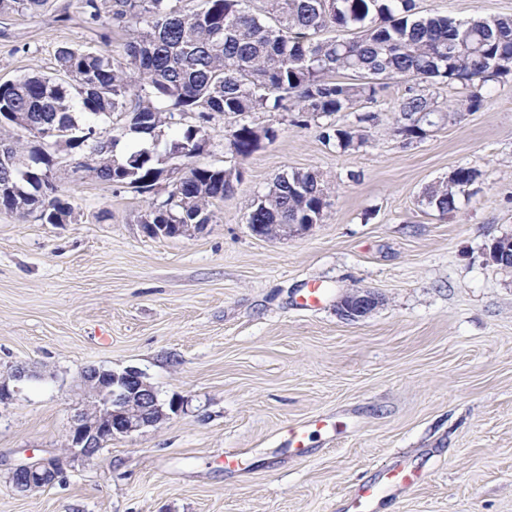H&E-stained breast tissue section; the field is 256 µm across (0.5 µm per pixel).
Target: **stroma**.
I'll return each mask as SVG.
<instances>
[{"label": "stroma", "instance_id": "1", "mask_svg": "<svg viewBox=\"0 0 512 512\" xmlns=\"http://www.w3.org/2000/svg\"><path fill=\"white\" fill-rule=\"evenodd\" d=\"M416 3L459 21L512 15V0ZM126 40L88 27L78 0L0 16V83L51 74L59 47L118 55ZM404 93L392 82L329 117L245 114L277 136L190 237L144 233L152 194L69 171V223L0 211V379L28 372L0 404V512H348L364 483L374 512H512V268L489 256L512 236V77L413 143L393 133ZM329 126L366 142L343 150L323 140ZM459 167L478 177L458 212L427 207L426 188ZM308 170L329 186L322 222L252 233L253 199ZM355 288L380 301L354 322L336 303ZM89 365L140 369L178 412L17 492V464L62 455ZM302 426L300 456L286 431ZM401 468L415 484H389Z\"/></svg>", "mask_w": 512, "mask_h": 512}]
</instances>
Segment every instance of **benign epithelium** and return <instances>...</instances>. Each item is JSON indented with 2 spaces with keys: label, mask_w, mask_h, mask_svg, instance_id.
Masks as SVG:
<instances>
[{
  "label": "benign epithelium",
  "mask_w": 512,
  "mask_h": 512,
  "mask_svg": "<svg viewBox=\"0 0 512 512\" xmlns=\"http://www.w3.org/2000/svg\"><path fill=\"white\" fill-rule=\"evenodd\" d=\"M145 230L162 237L169 229L177 236H191L203 228L201 224H146ZM379 304V297L368 289H354L337 304L340 315L357 321ZM73 393L77 408L71 417L68 443L61 457L19 464L11 471L13 487L30 493L53 484L64 471V463L89 461L114 436H129L143 428L160 424L167 414L155 388L144 380V374L130 368L122 375L90 365L79 373Z\"/></svg>",
  "instance_id": "benign-epithelium-1"
}]
</instances>
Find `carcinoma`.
I'll return each mask as SVG.
<instances>
[{
    "label": "carcinoma",
    "instance_id": "cac0c4a2",
    "mask_svg": "<svg viewBox=\"0 0 512 512\" xmlns=\"http://www.w3.org/2000/svg\"><path fill=\"white\" fill-rule=\"evenodd\" d=\"M48 0H0V16L37 14ZM79 0L84 22L124 30L123 53L60 47L51 75L0 83V210L46 224L72 216L57 173L65 165L140 193L150 203L142 224H210L215 203L241 178L235 166L200 162L215 114L302 112L331 116L374 102L386 81L407 84L394 133L411 142L426 136L436 112L431 88L461 85L466 95L445 120L480 110L483 89L509 76L493 71L512 58V16L455 21L417 14L416 0ZM342 28L346 39L323 37ZM60 134H45L49 128ZM176 136L166 138V130ZM35 143L22 150L14 135ZM276 130L236 123L224 136L234 159H245ZM343 150L364 142L361 130L335 129ZM477 178L455 169L430 186L425 199L442 215L459 210ZM326 184L313 171L277 176L255 197L248 224H319Z\"/></svg>",
    "mask_w": 512,
    "mask_h": 512
}]
</instances>
